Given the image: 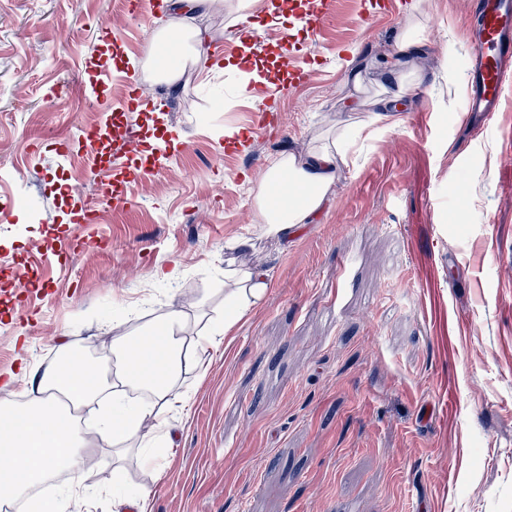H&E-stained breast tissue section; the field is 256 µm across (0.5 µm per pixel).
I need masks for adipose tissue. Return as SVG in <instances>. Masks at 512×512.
Listing matches in <instances>:
<instances>
[{
	"mask_svg": "<svg viewBox=\"0 0 512 512\" xmlns=\"http://www.w3.org/2000/svg\"><path fill=\"white\" fill-rule=\"evenodd\" d=\"M212 2L170 0L173 18L158 33V41L166 45L178 40L186 57H199L205 38L191 19L194 13L209 9ZM346 155V149L335 143L313 148L302 159L291 153L279 154L255 196L261 223L276 233L312 223L323 210L338 164ZM269 285L267 272L260 269L225 272L221 333H228L261 302ZM186 327L184 310L175 306L141 336L113 337L112 353L120 363L118 384L136 385L150 392L146 402L125 405L116 401L104 407L100 439L111 447L113 464H120L128 451L152 445L166 423L168 406L181 398L178 382L182 373L204 370L203 344L185 336ZM24 383L29 408L0 400V455L8 459L0 468V501L16 500L47 472L62 467L72 474V483L61 498H50L40 505V512H59L61 499L83 491L82 478L93 465V454L82 447L73 417L61 409L53 395L58 392L82 404L100 395L106 380L93 367L76 360L42 372L25 370Z\"/></svg>",
	"mask_w": 512,
	"mask_h": 512,
	"instance_id": "obj_1",
	"label": "adipose tissue"
}]
</instances>
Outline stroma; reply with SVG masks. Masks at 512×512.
<instances>
[{
    "label": "stroma",
    "instance_id": "stroma-1",
    "mask_svg": "<svg viewBox=\"0 0 512 512\" xmlns=\"http://www.w3.org/2000/svg\"><path fill=\"white\" fill-rule=\"evenodd\" d=\"M237 2L195 14L211 54L171 87L142 68L162 51L166 6L150 22L123 0H0V378L74 348L114 376L113 336L141 334L174 303L191 335L212 334L225 269L270 279L206 347L205 379L183 376L161 473L135 452L114 473L99 406L84 408L99 464L91 498L64 512H113L117 478L149 489L152 512H512V86L470 142L457 88L475 0H427L400 58L411 0H347L313 32L298 22L309 0H250L242 16ZM262 66L264 102L240 88ZM409 73L420 82L349 149L314 222L266 232L254 197L272 159L353 130ZM132 75L150 93L134 111ZM261 110L266 132L227 149ZM103 124L101 144L81 143ZM130 141L160 154L159 171L127 181L122 202L99 199L97 170L124 179ZM87 201L98 223H71ZM25 263L41 283L23 294ZM413 2L407 22L395 38V47L398 53L405 52L407 48L417 43L422 30V18L425 15L423 4L425 0H413Z\"/></svg>",
    "mask_w": 512,
    "mask_h": 512
}]
</instances>
